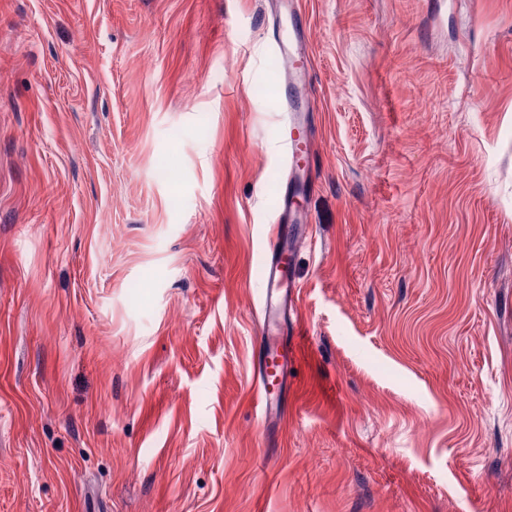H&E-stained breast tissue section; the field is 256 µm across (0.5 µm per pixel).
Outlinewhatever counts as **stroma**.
I'll return each mask as SVG.
<instances>
[{
	"label": "stroma",
	"instance_id": "1",
	"mask_svg": "<svg viewBox=\"0 0 512 512\" xmlns=\"http://www.w3.org/2000/svg\"><path fill=\"white\" fill-rule=\"evenodd\" d=\"M269 3L0 0V512H512V0H301L315 244L265 423Z\"/></svg>",
	"mask_w": 512,
	"mask_h": 512
}]
</instances>
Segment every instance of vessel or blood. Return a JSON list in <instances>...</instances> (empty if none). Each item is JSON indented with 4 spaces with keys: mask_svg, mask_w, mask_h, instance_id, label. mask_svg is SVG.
Returning <instances> with one entry per match:
<instances>
[{
    "mask_svg": "<svg viewBox=\"0 0 512 512\" xmlns=\"http://www.w3.org/2000/svg\"><path fill=\"white\" fill-rule=\"evenodd\" d=\"M276 7L271 37L279 56L288 62V91L284 99L288 112L285 145L290 161L288 180L279 189L278 221L294 225L295 231L289 243L279 233L271 238L261 273L262 330L255 341L254 368L257 382L255 405L265 422L276 413L278 393L288 379V366L295 351L282 335L287 330L296 337L302 334L296 317L299 291L289 277L288 267L295 249L313 242L307 216L299 208L297 200L306 196L310 189L311 165L316 160L312 143L304 133L309 122L310 102L305 95L307 73L299 63L308 58L309 47L299 26L300 8L297 0H277Z\"/></svg>",
    "mask_w": 512,
    "mask_h": 512,
    "instance_id": "1",
    "label": "vessel or blood"
}]
</instances>
